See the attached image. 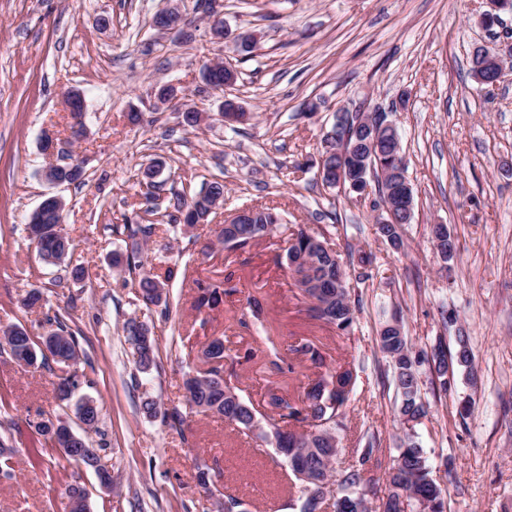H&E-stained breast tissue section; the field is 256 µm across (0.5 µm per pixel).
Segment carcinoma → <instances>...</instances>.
<instances>
[{
	"label": "carcinoma",
	"mask_w": 512,
	"mask_h": 512,
	"mask_svg": "<svg viewBox=\"0 0 512 512\" xmlns=\"http://www.w3.org/2000/svg\"><path fill=\"white\" fill-rule=\"evenodd\" d=\"M499 66L494 62V48L480 47L471 53L470 71L476 83L486 79L492 81L497 76ZM363 144L355 148L357 156L345 161L353 179L349 197L360 198L364 195L365 178L368 177L363 157L358 152ZM378 198V204L384 205L392 200L401 201L402 189L399 183H391L386 174L378 173L372 180ZM224 201V184L214 181L191 200L177 203L174 212L168 214L173 224L182 222L192 227L208 219L212 210ZM250 216L244 220L230 216L219 225L218 242L226 251H237L250 247L272 236L277 230V215L267 206H252ZM54 219L51 210H46L40 248L37 252L47 264L61 265L71 252L69 239H59L51 233ZM124 228L132 240L131 249L112 256V266L128 276L135 277L142 290V301L149 307L168 305L166 283L175 277L173 268L168 267L160 274L145 269L143 251L138 235L151 234V225L126 224ZM294 242L286 248L285 259L291 260L307 255L304 276L321 281L322 292L316 295L318 304L310 307L314 317L333 327L339 333H351L354 323V310L351 304L348 285L336 284L339 277L345 275L336 248L322 232L309 233L300 228L292 234ZM224 290L217 284L198 286L197 307H213L220 301ZM45 322L51 329L37 342L26 330L19 326H10L0 332V338L8 347L11 356L25 360L32 365L37 361V348L43 346L53 359L59 362L74 361L78 357V340L66 329L63 316L56 312L45 315ZM239 325L255 333L256 343L265 347L271 368L280 374L292 373L295 363L309 362L316 368H325V357L320 349L309 340H302L282 348L270 335V327L264 308L259 299H247L242 310ZM126 341L135 345L138 338L149 335L146 324L135 318L123 325ZM378 344L381 351L390 359L393 378L399 403L398 416L402 423L416 422L427 414L426 403L421 394L418 365L420 358L412 355L402 324L392 328L385 324L379 333ZM200 356L213 363L206 373L186 374L184 387L187 391V406L190 412L204 416L217 417L238 428L246 436H252L263 442L275 445L278 453L284 456L291 472H300L304 477L298 479L297 500L301 502L300 512L312 494H336L341 502L342 512H368L366 486L371 478L367 477V463L371 461L376 448L368 444L365 448L353 449L355 460L344 469L333 467L332 461L339 452L336 433L346 428L345 415L349 395L354 389L356 366L349 364L337 369L325 368V372L314 380L298 398H293L278 386L268 388L262 403L256 405L241 395V389L224 378V361L235 359L238 353L232 348V342L222 336L214 337L205 343ZM450 359L452 364L467 366L471 363V354L464 337H459L455 352L448 351L443 340H438L431 352V361L440 387L448 391L450 381L448 372L437 364L438 359ZM155 344L153 339L142 346V353L135 360L137 370L144 372L155 365ZM336 385V393L327 396L326 386ZM393 466L385 472L388 494L379 508L382 512H445L443 491L433 478L432 469L424 449L414 440L412 433H405ZM106 444L97 448L89 446L87 441L73 445L65 454L88 467L97 470L101 480L109 483L112 475L101 464Z\"/></svg>",
	"instance_id": "1"
}]
</instances>
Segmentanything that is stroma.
Here are the masks:
<instances>
[{"mask_svg": "<svg viewBox=\"0 0 512 512\" xmlns=\"http://www.w3.org/2000/svg\"><path fill=\"white\" fill-rule=\"evenodd\" d=\"M168 0H0V328L44 333L43 314L22 300L41 290L51 310L66 313L79 333L75 362L23 366L0 347V442L15 451L12 479H0V512H67V486L87 494L90 512H201L204 490L194 478L207 464L213 488L248 503L250 512H291L293 477L272 445L251 440L223 421L188 416L182 429L145 417L141 403L185 406L183 376L203 369L189 360L212 337L234 334L246 350L249 332L236 320L255 283L281 322V344L317 337L328 363L356 359L357 383L339 432L337 466L352 449L373 442L381 467L369 487L371 507L387 492L383 475L405 430L396 416L393 369L377 338L399 319L413 353L437 337L456 348L465 336L471 368L454 371L442 392L429 363L419 368L425 417L411 429L443 489L447 512H512V73L494 94L468 75L474 45L490 41L478 23L482 0H182L181 31L152 26ZM257 37L253 52L215 39L213 18ZM232 63L237 83L223 90L202 75L217 61ZM170 82L205 122L183 126L179 107L157 105L153 89ZM85 99L86 133L69 143L67 91ZM239 101L252 120L226 126L224 99ZM387 113L401 138L414 194L403 243L390 247L376 233L371 203L351 205L322 185L316 163L323 133L338 107ZM144 121L132 125L129 111ZM53 130L64 145L52 162L80 164L81 184L52 185L50 160L39 142ZM161 169L159 195L174 202L211 181L224 202L210 223L169 224L150 214L141 185L147 165ZM63 198L72 264L49 265L27 234L43 194ZM264 204L276 209L273 240L226 253L214 245L225 216ZM150 224L148 268L177 270L170 308L146 307L112 266L124 252V223ZM447 225L457 243L448 262L430 227ZM327 229L340 245L355 325L337 336L313 318L307 301L279 267L284 240L296 227ZM371 262H358V251ZM229 281L217 308L194 307L197 281ZM131 317L149 325L157 365L137 371L123 332ZM86 374L70 400L57 386L71 372ZM96 401L98 430L84 431L75 403ZM63 421L90 446L106 444L114 475L103 487L95 472L46 447L38 464L33 425ZM39 447V446H38Z\"/></svg>", "mask_w": 512, "mask_h": 512, "instance_id": "stroma-1", "label": "stroma"}]
</instances>
